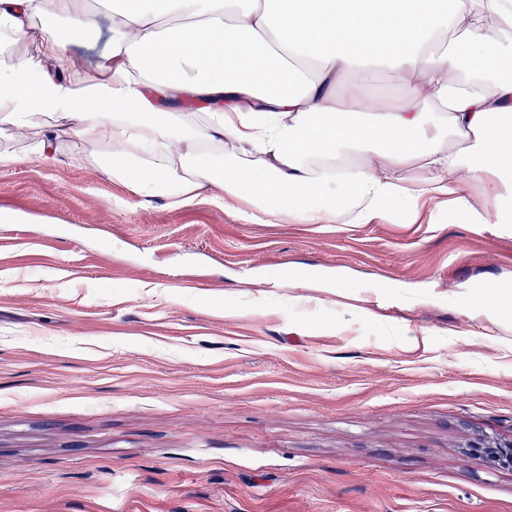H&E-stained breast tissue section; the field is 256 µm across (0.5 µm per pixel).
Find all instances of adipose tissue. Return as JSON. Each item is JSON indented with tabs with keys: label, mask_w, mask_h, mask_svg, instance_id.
<instances>
[{
	"label": "adipose tissue",
	"mask_w": 512,
	"mask_h": 512,
	"mask_svg": "<svg viewBox=\"0 0 512 512\" xmlns=\"http://www.w3.org/2000/svg\"><path fill=\"white\" fill-rule=\"evenodd\" d=\"M103 12L99 71L64 66ZM0 55L1 124L45 158L69 137L77 164L104 143L113 179L172 208L230 198L261 224H371L442 198L497 224L512 198V0H0ZM381 69L400 93L372 91ZM414 166L428 179L408 181Z\"/></svg>",
	"instance_id": "adipose-tissue-1"
}]
</instances>
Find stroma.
Instances as JSON below:
<instances>
[{
    "mask_svg": "<svg viewBox=\"0 0 512 512\" xmlns=\"http://www.w3.org/2000/svg\"><path fill=\"white\" fill-rule=\"evenodd\" d=\"M112 42L65 53L93 73ZM0 512H512V203L170 208L0 124ZM302 274L321 289L292 288ZM347 283L354 300L337 296ZM468 448L475 450L473 453H482L489 461L493 462L494 464H498L503 467H510L512 465V443L498 444L480 442L473 444Z\"/></svg>",
    "mask_w": 512,
    "mask_h": 512,
    "instance_id": "35a3bbf8",
    "label": "stroma"
}]
</instances>
